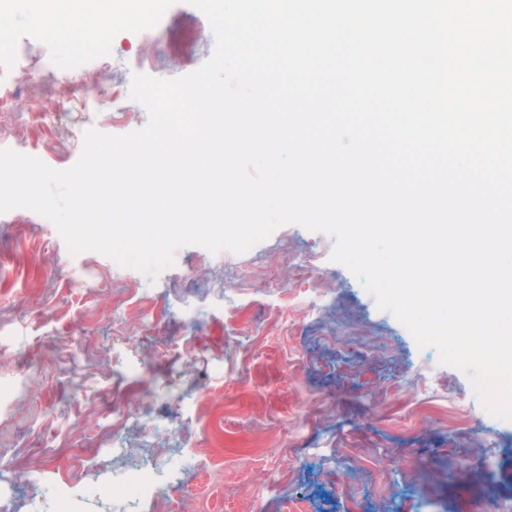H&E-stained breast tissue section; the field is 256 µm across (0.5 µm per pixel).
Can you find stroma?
I'll list each match as a JSON object with an SVG mask.
<instances>
[{"instance_id":"stroma-1","label":"stroma","mask_w":512,"mask_h":512,"mask_svg":"<svg viewBox=\"0 0 512 512\" xmlns=\"http://www.w3.org/2000/svg\"><path fill=\"white\" fill-rule=\"evenodd\" d=\"M162 37L123 32L88 69L0 75V149L65 169L88 129L124 135L148 113L132 77L172 79L209 59L206 17L180 0ZM334 240L286 225L225 259L176 250L156 280L86 251L28 209L0 213V512H481L512 502V421L488 414L344 265ZM49 376L23 373L21 355ZM156 470L141 502L100 496Z\"/></svg>"}]
</instances>
